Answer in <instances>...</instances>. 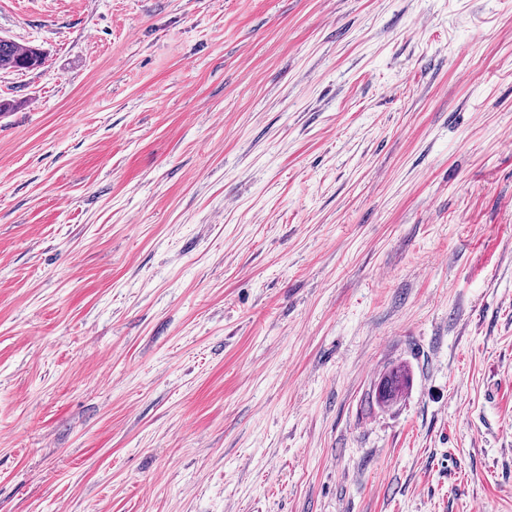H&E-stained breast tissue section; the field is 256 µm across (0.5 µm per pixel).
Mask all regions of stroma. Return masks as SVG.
I'll use <instances>...</instances> for the list:
<instances>
[{"mask_svg": "<svg viewBox=\"0 0 512 512\" xmlns=\"http://www.w3.org/2000/svg\"><path fill=\"white\" fill-rule=\"evenodd\" d=\"M0 37V512H512V0ZM42 63L43 53L40 49L0 37V70L26 71L40 67ZM409 384V373L405 368H397L388 373L380 382L376 398L381 403L391 404L397 401Z\"/></svg>", "mask_w": 512, "mask_h": 512, "instance_id": "35a3bbf8", "label": "stroma"}]
</instances>
